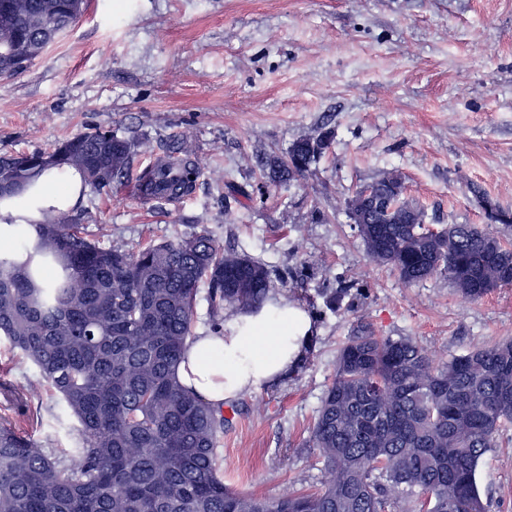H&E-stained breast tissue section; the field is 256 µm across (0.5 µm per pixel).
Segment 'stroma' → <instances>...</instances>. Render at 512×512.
<instances>
[{"instance_id":"stroma-1","label":"stroma","mask_w":512,"mask_h":512,"mask_svg":"<svg viewBox=\"0 0 512 512\" xmlns=\"http://www.w3.org/2000/svg\"><path fill=\"white\" fill-rule=\"evenodd\" d=\"M96 128L139 140L138 171L185 142L203 175L171 204L85 190L72 216L93 239L135 249L208 225L314 318L302 363L230 403L219 459L232 489L274 499L325 480L310 428L357 323L437 360L512 339V287L470 302L443 278L403 285L345 214L357 186L395 170L430 224L512 242V224L484 208L512 214V0H89L27 71L0 78V155ZM325 130L331 146L306 178L262 203L237 194L258 181L257 152ZM353 282L361 300L327 305ZM31 377L1 339L0 415L14 414L6 390ZM478 484L490 512H512V424Z\"/></svg>"}]
</instances>
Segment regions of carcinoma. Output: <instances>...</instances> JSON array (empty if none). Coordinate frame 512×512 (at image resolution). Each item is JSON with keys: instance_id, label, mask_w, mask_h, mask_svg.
Listing matches in <instances>:
<instances>
[{"instance_id": "obj_1", "label": "carcinoma", "mask_w": 512, "mask_h": 512, "mask_svg": "<svg viewBox=\"0 0 512 512\" xmlns=\"http://www.w3.org/2000/svg\"><path fill=\"white\" fill-rule=\"evenodd\" d=\"M86 0H0V78L25 72L75 25ZM59 170L79 171L94 191L125 185L139 142L110 130L64 142ZM331 135H302L287 155L258 161L253 194L311 172ZM45 169L21 153L0 155V203L13 213L39 203ZM202 172L189 152L143 169L137 189L176 202ZM366 253L403 283L448 279L478 301L512 286V244L479 224L435 229L405 195L401 174L382 173L347 201ZM23 226L33 244L25 263L0 252V336L34 368L23 402L46 388L69 447L46 446L0 417V512H488L479 464L512 422V340L478 345L436 364L406 336H378L360 324L337 352L314 419L310 447L329 479L268 500L224 484L218 466L224 408L185 390L175 369L199 294L207 289L211 329L224 311L260 307L272 270L224 249L204 224L136 252L103 247L55 208Z\"/></svg>"}]
</instances>
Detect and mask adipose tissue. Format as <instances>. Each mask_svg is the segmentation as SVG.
<instances>
[{
    "instance_id": "obj_1",
    "label": "adipose tissue",
    "mask_w": 512,
    "mask_h": 512,
    "mask_svg": "<svg viewBox=\"0 0 512 512\" xmlns=\"http://www.w3.org/2000/svg\"><path fill=\"white\" fill-rule=\"evenodd\" d=\"M313 333L309 312L279 295L259 311L225 321L223 334L191 336L177 376L205 401L225 403L285 377L302 360Z\"/></svg>"
}]
</instances>
